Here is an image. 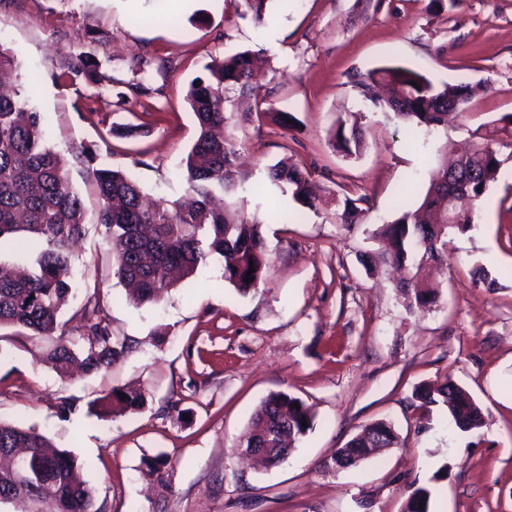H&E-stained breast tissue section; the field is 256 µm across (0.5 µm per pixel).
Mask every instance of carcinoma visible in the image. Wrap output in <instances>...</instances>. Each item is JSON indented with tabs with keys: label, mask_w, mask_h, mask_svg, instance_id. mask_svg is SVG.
I'll list each match as a JSON object with an SVG mask.
<instances>
[{
	"label": "carcinoma",
	"mask_w": 512,
	"mask_h": 512,
	"mask_svg": "<svg viewBox=\"0 0 512 512\" xmlns=\"http://www.w3.org/2000/svg\"><path fill=\"white\" fill-rule=\"evenodd\" d=\"M269 0H243L257 24L265 21ZM90 52L78 55L70 73L101 83L106 76ZM206 78L193 80L187 100L197 122L198 135L186 160L187 186L193 195L188 206L149 203L140 184L121 170H92L98 198L97 223L112 242L115 275L130 286L128 300L135 306L156 303L171 287L170 275H194L215 254L224 259V281L246 295L258 290L271 265L257 217H231L212 206L217 196L233 199L242 188L236 170L237 144L215 134L227 121L224 91L252 89L253 53L237 52L207 67ZM358 94L389 111L412 127L445 125L448 114L463 115L470 99L468 87L433 84L406 67H384L362 74L355 81ZM346 121H337L333 147L351 156L362 138L356 130L345 133ZM501 160L496 150L478 147L452 162L443 161L422 203L404 210L375 236L386 242L383 260L408 267L398 286L404 306L411 312L426 307L438 287L422 285L423 259L438 263L448 248V230L465 232L471 222L448 223V196L466 194L477 207L496 179ZM267 178L281 194L314 207L311 174L280 161L268 168ZM343 201L341 220L357 221L359 206ZM85 209L70 183L65 158L46 142L39 113L27 109L19 89L0 93V241L7 238L32 252L34 262L0 275V328L17 327L33 336L58 337L47 357L60 376L73 364L93 372L124 357L126 341L112 336L109 308L92 294L72 316L62 320L63 308L75 294L73 249L84 231ZM253 281H245V277ZM78 334L80 341L68 339ZM414 397L419 407L442 404L455 426L469 432L482 427V411L463 388L447 379L441 386L422 385ZM146 398L140 391L114 387L96 400L103 414L138 410ZM313 415L299 398L272 392L258 405L251 430L240 447L263 449L270 464L286 461L296 444L312 429ZM396 441L391 423L378 421L362 428L337 454L357 467L368 457L367 448H390ZM48 439L33 428L0 422V455L24 448L30 459L27 489L17 488L0 476V506L23 502L26 512H100L93 488L84 480L78 460L67 451L49 452ZM149 474L166 484L171 459L158 454L145 461ZM431 492L424 486L411 490L405 512H428Z\"/></svg>",
	"instance_id": "cac0c4a2"
}]
</instances>
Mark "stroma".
I'll return each mask as SVG.
<instances>
[{"label": "stroma", "instance_id": "1", "mask_svg": "<svg viewBox=\"0 0 512 512\" xmlns=\"http://www.w3.org/2000/svg\"><path fill=\"white\" fill-rule=\"evenodd\" d=\"M0 45L15 52L16 82L85 204L73 254L81 292L97 294L113 336L132 343L109 368L62 377L43 359L49 339L1 328V422L77 457L103 512H402L413 484L430 489L429 512H512V0H273L261 25L238 0H0ZM244 50L258 68L251 91L232 93L224 132L246 178L242 208L262 222L266 279L240 294L214 256L159 302L133 307L96 220L91 171L123 170L157 201L184 197L196 134L188 86ZM83 51L115 84L65 76ZM144 60L152 90L134 95L126 82ZM398 65L472 87L468 114L412 130L357 94V75ZM340 118L359 130V154L332 148ZM115 123L136 132L112 135ZM478 145L498 150L501 169L471 228L448 233L447 263L430 270L435 304L408 313L394 269L363 265L379 249L372 234L398 217L397 201L420 205L443 155ZM282 159L311 173L315 208L264 193ZM339 194L365 197L356 223H342ZM448 379L480 405V431L457 429L443 405L418 408L416 387ZM128 386L144 407L98 417L94 400ZM277 391L310 407L313 428L286 463L241 464L251 415ZM62 397L77 404L65 417ZM380 420L396 445L324 468ZM161 452L175 463L167 489L143 464Z\"/></svg>", "mask_w": 512, "mask_h": 512}]
</instances>
